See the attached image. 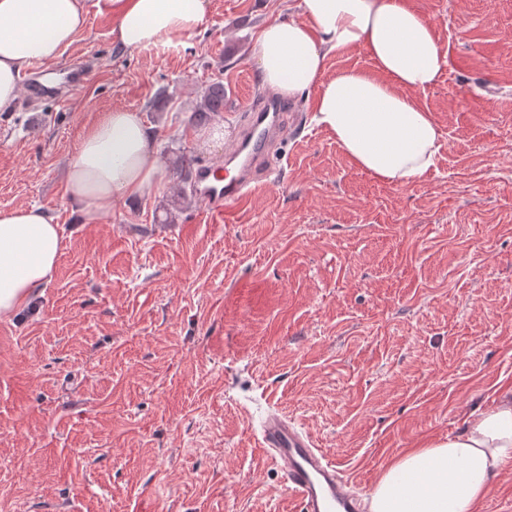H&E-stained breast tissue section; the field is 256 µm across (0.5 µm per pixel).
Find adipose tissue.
I'll return each mask as SVG.
<instances>
[{
    "mask_svg": "<svg viewBox=\"0 0 512 512\" xmlns=\"http://www.w3.org/2000/svg\"><path fill=\"white\" fill-rule=\"evenodd\" d=\"M87 0H0V112L20 95L31 64L57 58L85 23ZM125 49L196 30L208 0H96ZM298 15L266 25L255 60L262 87L295 98L317 87L315 120L376 179L403 184L434 168L442 132L408 95L437 84L448 64L433 26L405 0H299ZM363 50L371 70L326 77L331 54ZM163 162L140 113L115 109L86 128L65 180L82 223L119 201L149 194ZM63 228L37 206L0 209V315L21 311L52 279ZM512 468V387L445 442L416 448L376 482L369 512H477L494 480Z\"/></svg>",
    "mask_w": 512,
    "mask_h": 512,
    "instance_id": "obj_1",
    "label": "adipose tissue"
}]
</instances>
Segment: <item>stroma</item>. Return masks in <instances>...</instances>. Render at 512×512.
Returning a JSON list of instances; mask_svg holds the SVG:
<instances>
[{
  "mask_svg": "<svg viewBox=\"0 0 512 512\" xmlns=\"http://www.w3.org/2000/svg\"><path fill=\"white\" fill-rule=\"evenodd\" d=\"M408 2L448 65L413 94L443 133L437 165L405 184L351 162L312 89L287 103L275 182L233 223L183 202L168 168L150 196L79 222L65 171L84 129L131 109L166 165L223 162L267 95L259 33L297 0H209L161 53L114 45L89 7L53 62L84 86L0 112V209L36 205L64 230L53 280L0 316V512H297L257 441L275 408L366 497L512 385V0ZM215 79L202 150L188 119ZM224 110V83L216 80L207 85L203 91L202 98L193 118L191 125L198 124L204 117L218 116Z\"/></svg>",
  "mask_w": 512,
  "mask_h": 512,
  "instance_id": "stroma-1",
  "label": "stroma"
}]
</instances>
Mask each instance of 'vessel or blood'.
<instances>
[{"label":"vessel or blood","mask_w":512,"mask_h":512,"mask_svg":"<svg viewBox=\"0 0 512 512\" xmlns=\"http://www.w3.org/2000/svg\"><path fill=\"white\" fill-rule=\"evenodd\" d=\"M289 127L277 104L260 101L249 117L247 134L234 143L225 162L198 169L193 195L203 215L222 221L248 196L251 183L270 178L267 150L287 137ZM260 446L281 471L298 512H363L364 499L353 491L351 478L287 415L277 410L266 415Z\"/></svg>","instance_id":"vessel-or-blood-1"}]
</instances>
